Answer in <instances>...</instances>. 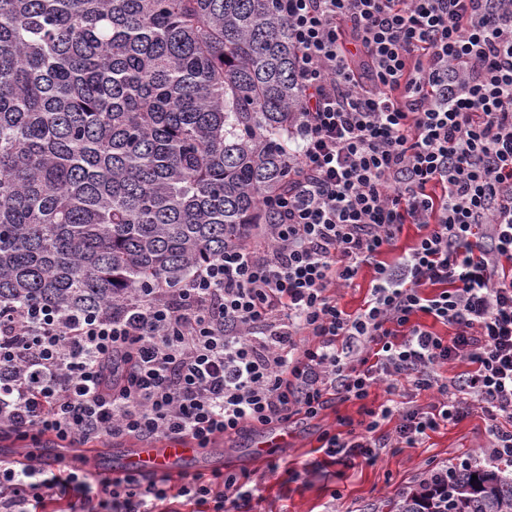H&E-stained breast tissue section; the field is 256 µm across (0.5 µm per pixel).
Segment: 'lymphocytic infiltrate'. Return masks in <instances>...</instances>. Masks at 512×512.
I'll return each instance as SVG.
<instances>
[{"mask_svg": "<svg viewBox=\"0 0 512 512\" xmlns=\"http://www.w3.org/2000/svg\"><path fill=\"white\" fill-rule=\"evenodd\" d=\"M303 89L288 186L265 198L276 224L207 262L181 288L124 310L0 306V435H219L314 419L362 403L319 438L328 457L374 461L473 411L481 452L512 462V0H279ZM359 46L362 57L351 48ZM421 231L393 263L404 225ZM372 268L344 311L339 286ZM452 327L451 339L417 323ZM464 359L470 369H439ZM426 408L366 406L400 380ZM261 478L61 477L0 460V512H249ZM372 276L373 270L366 267L360 273L354 286L336 289V298L343 309L347 312H355L364 304Z\"/></svg>", "mask_w": 512, "mask_h": 512, "instance_id": "lymphocytic-infiltrate-1", "label": "lymphocytic infiltrate"}]
</instances>
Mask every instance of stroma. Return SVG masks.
<instances>
[{
	"instance_id": "stroma-1",
	"label": "stroma",
	"mask_w": 512,
	"mask_h": 512,
	"mask_svg": "<svg viewBox=\"0 0 512 512\" xmlns=\"http://www.w3.org/2000/svg\"><path fill=\"white\" fill-rule=\"evenodd\" d=\"M390 399L425 407L433 395L415 391L406 383L392 394L379 388L371 392L366 403L338 402L314 420L291 424L287 447L270 449L268 455L300 471L295 481L284 471H268L266 461L252 462L247 452L251 433L247 430L232 441L215 438L206 453L209 459L221 460L224 468L253 465L263 473L261 512H387L389 498L417 484L430 470L451 463L483 464L480 448L488 432L478 413L431 432L420 447L383 451L372 463L358 458L333 462L319 451V435L323 430L336 429L338 418L360 420L363 406L375 407Z\"/></svg>"
}]
</instances>
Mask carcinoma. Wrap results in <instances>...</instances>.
Here are the masks:
<instances>
[{
	"instance_id": "obj_1",
	"label": "carcinoma",
	"mask_w": 512,
	"mask_h": 512,
	"mask_svg": "<svg viewBox=\"0 0 512 512\" xmlns=\"http://www.w3.org/2000/svg\"><path fill=\"white\" fill-rule=\"evenodd\" d=\"M302 96L274 0H0V302L119 310L277 223ZM389 512H512V472Z\"/></svg>"
}]
</instances>
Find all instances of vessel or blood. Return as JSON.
<instances>
[{
	"instance_id": "vessel-or-blood-1",
	"label": "vessel or blood",
	"mask_w": 512,
	"mask_h": 512,
	"mask_svg": "<svg viewBox=\"0 0 512 512\" xmlns=\"http://www.w3.org/2000/svg\"><path fill=\"white\" fill-rule=\"evenodd\" d=\"M291 436L287 426H279L252 439L249 455L252 460H263L267 449L287 446ZM38 459L46 469L56 471L73 469L89 463L92 470L110 479L127 473L145 476L164 474L177 481L182 477L210 469L203 448L190 438L161 437L138 447L116 449L108 459L96 457L82 460L80 452L72 448L50 447L41 449Z\"/></svg>"
}]
</instances>
